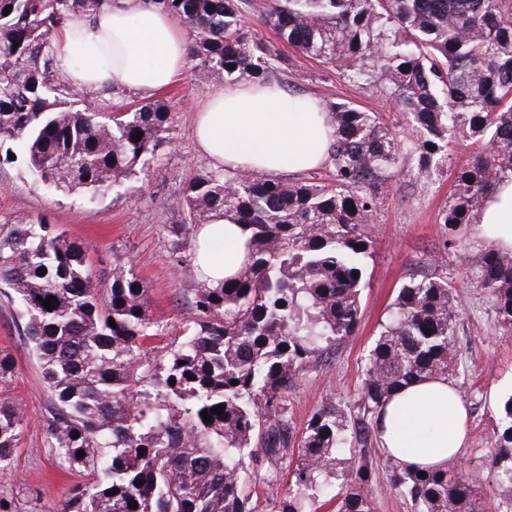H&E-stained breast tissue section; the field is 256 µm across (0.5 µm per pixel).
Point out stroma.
<instances>
[{"label": "stroma", "instance_id": "1", "mask_svg": "<svg viewBox=\"0 0 512 512\" xmlns=\"http://www.w3.org/2000/svg\"><path fill=\"white\" fill-rule=\"evenodd\" d=\"M253 0H242L240 13L247 30L275 47L281 79L295 94H310L321 101L350 102L368 112H385L389 99L375 88L348 81L336 68L303 56L279 41L260 19ZM217 87L216 81L186 62L178 81L157 91L175 115L171 140L162 144L153 161L125 179L104 197L67 196L37 182L21 163H0V225L24 217L42 219L69 238L89 248V270L100 284L112 276V256L120 253L130 261L148 288L151 319L158 334L149 341L156 354L177 348L183 339L193 292L200 281L193 265L173 268L170 252L175 240L167 217L170 201L178 196L187 178L210 170L211 162L198 150L193 135L197 108ZM449 168L420 176L409 171L393 184L373 224L367 228L374 255L369 259L362 292L363 315L354 335L345 339L317 368L303 371L283 394L288 422L294 436H301L318 409L326 403L344 410L348 420L359 416V393L367 368V354L384 321L398 288L410 277L443 272L453 279L457 298V363L453 378L469 409V441L459 462L494 487L484 512H506L512 495L496 483L488 463L495 454L490 436L498 422V406L512 395V334L504 333L487 295L468 287L457 252L444 246L448 229L437 215L448 198ZM24 321L17 303L0 296V351L14 362L11 384L0 389L23 414V428L11 473L0 479L10 501V512H60L73 489L87 482L86 473L58 466L48 452L46 426L54 401L41 374L40 364L23 333ZM298 455L290 445L282 463H268L263 455L246 462L255 485L256 512H272L270 495L286 490ZM357 448L336 455V466L324 488L310 496L309 512H334L335 496L358 465ZM369 488L377 512H419L409 496L393 488V474L383 461H375Z\"/></svg>", "mask_w": 512, "mask_h": 512}]
</instances>
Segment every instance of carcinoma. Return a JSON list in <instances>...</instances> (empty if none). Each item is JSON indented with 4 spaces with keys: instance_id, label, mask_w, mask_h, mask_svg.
Masks as SVG:
<instances>
[{
    "instance_id": "obj_1",
    "label": "carcinoma",
    "mask_w": 512,
    "mask_h": 512,
    "mask_svg": "<svg viewBox=\"0 0 512 512\" xmlns=\"http://www.w3.org/2000/svg\"><path fill=\"white\" fill-rule=\"evenodd\" d=\"M101 2L0 0V145L19 143L41 182L92 198L155 156L174 124L161 99L132 112H107L99 102L90 109L57 71L51 35ZM152 2L187 29L192 60L212 78L276 76L277 53L241 26L238 0ZM256 10L292 47L386 96L393 114L327 103L335 139L325 182L229 170L188 180L169 205L177 230L220 212L249 231L250 260L220 285L196 289L188 335L165 358L145 357L155 322L128 260L114 256L102 289L88 246L40 220L0 229V284L8 302L21 303L25 336L54 396L48 451L94 475L60 512H253L242 461L255 448L274 464L284 458L291 436L283 391L358 328L373 253L365 228L392 178L413 160L421 174L438 171L456 146L472 148L453 170L439 217L450 249L460 246L457 228L473 224L484 199L512 178V0H260ZM401 118L417 136L399 134ZM470 236L466 280L490 297L511 334L512 252ZM192 260L188 238L177 237L170 262ZM455 288L434 272L398 289L369 350L362 418L350 426L336 405L318 410L288 491L273 495L276 512H304L307 492L322 486L349 439L360 445L358 471L371 470V419L384 403L417 380L455 376ZM219 405L224 413L203 421L201 412ZM22 425L18 407L0 399V474L11 470ZM492 441L498 453L489 465L512 489V395ZM385 462L422 512H479L493 493L453 466L421 478L392 457ZM336 512H376L364 479L346 483Z\"/></svg>"
}]
</instances>
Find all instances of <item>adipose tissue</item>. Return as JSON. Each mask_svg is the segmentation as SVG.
I'll return each instance as SVG.
<instances>
[{
    "label": "adipose tissue",
    "instance_id": "1",
    "mask_svg": "<svg viewBox=\"0 0 512 512\" xmlns=\"http://www.w3.org/2000/svg\"><path fill=\"white\" fill-rule=\"evenodd\" d=\"M52 41L56 65L77 90L115 84L136 92L171 85L184 69L183 26L151 0H104L90 16H71ZM194 138L215 168L300 175L319 168L334 139L322 102L290 98L275 83H227L195 114ZM478 236L512 250V180L499 183L476 213ZM248 234L224 216L199 228L194 265L216 286L249 259ZM466 407L455 385L435 377L396 392L378 417L382 448L411 469L437 470L467 441Z\"/></svg>",
    "mask_w": 512,
    "mask_h": 512
}]
</instances>
